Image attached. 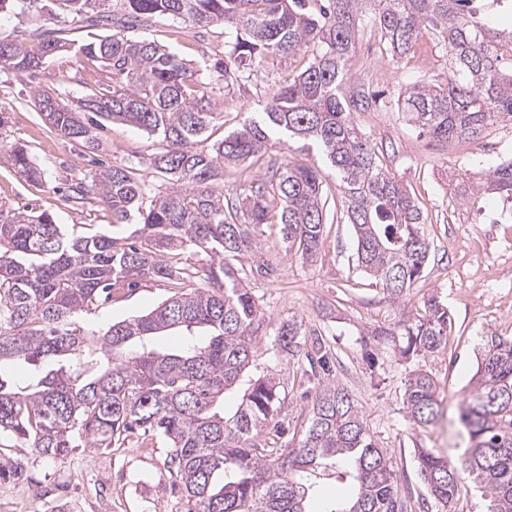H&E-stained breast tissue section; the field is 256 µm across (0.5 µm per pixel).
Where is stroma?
I'll list each match as a JSON object with an SVG mask.
<instances>
[{
	"instance_id": "35a3bbf8",
	"label": "stroma",
	"mask_w": 512,
	"mask_h": 512,
	"mask_svg": "<svg viewBox=\"0 0 512 512\" xmlns=\"http://www.w3.org/2000/svg\"><path fill=\"white\" fill-rule=\"evenodd\" d=\"M193 66L198 78L209 79L210 64L224 56V28L197 27L169 17L138 30ZM304 54L271 57L263 66L261 85L214 97L224 105V124L218 134L242 125L259 111L260 102L288 73L299 72ZM448 57L430 32H422L403 58L387 53L379 29L365 27L347 63L343 87L346 109L370 140L379 161L403 182L426 218L430 257L404 304L389 301L374 280L357 268L356 241L351 225H326L323 245L306 260L283 241L276 225H265L258 248L271 273L251 280L272 324L302 321L306 330L298 354L283 351L274 337H264L250 371L279 381L285 396L273 416L285 429L283 445L301 440L313 388L303 356L320 336L334 354L332 378L357 401L367 432L378 447L387 449L400 486H416L414 451L437 448L449 458L468 445L454 411L475 371L476 352L484 336H512V201L476 197L466 192L465 179H478L501 160L512 157V125L489 126L471 142L437 141L418 134L396 100L410 84L445 80ZM45 72L62 99L70 104L90 92L99 72L97 61L77 51L49 57ZM372 95L369 107L352 101L360 89ZM28 147L42 170L31 182L0 163V209H32L52 214L59 224H97L114 235H129L131 226H113L110 211L96 197L83 205L70 199L77 183L88 182L89 152L78 143L51 132L32 105L27 78L0 68V146ZM158 148L154 137L115 123L102 134L100 158L130 167L150 179L144 161ZM308 163L314 153L299 143L272 139L265 157L224 167V192L232 195L247 184L264 180L268 159ZM171 294L167 284L143 281L114 292L109 303L82 314L87 327H103L141 315ZM437 296L447 304L454 324L445 352L407 360L391 345L370 344L368 331L393 323L401 310H415L424 299ZM431 372L444 407L439 421L428 428L409 419L402 394L410 371ZM167 450L156 438H142L116 448L80 446L53 459L13 437H0V512H186L176 476L167 464Z\"/></svg>"
}]
</instances>
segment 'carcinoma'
I'll use <instances>...</instances> for the list:
<instances>
[{"mask_svg":"<svg viewBox=\"0 0 512 512\" xmlns=\"http://www.w3.org/2000/svg\"><path fill=\"white\" fill-rule=\"evenodd\" d=\"M0 0V14L24 4L32 23L0 39V65L34 82L46 58L70 48L64 30L43 27L45 16L86 22L107 34L80 52L104 74L75 105L38 87L35 108L58 136L96 151L108 122L130 124L158 139L150 182L122 164L100 162L89 191L112 210V225H134L115 237L92 224L67 228L44 211H18L0 223V434L58 458L74 438L94 448L122 445L138 431L168 448L167 462L182 486L187 512H308L314 485L350 479L355 496L323 512H411L387 450L367 433L353 396L338 383L320 382L298 446L278 443L281 426L267 429L281 402L280 385L253 377L248 367L264 336L300 352L303 324L271 328L249 288L267 275L257 233L277 224L289 247L309 259L327 224L324 169L335 174L346 222L356 237L357 268L403 302L430 253L425 220L407 186L384 170L375 149L346 111L341 90L347 62L364 26L378 27L394 57L405 55L422 30L432 31L448 55L443 82H416L397 99L420 133L438 140L479 139L490 125H512V27L490 16L512 15V0ZM170 16L199 27L228 30L215 81L231 90L261 78L268 56L307 53L306 67L283 80L263 111L241 128L211 141L224 112L214 87L162 46L132 32ZM274 136L316 148L325 167L282 163L259 186L224 196V164L266 151ZM207 147H201V144ZM20 175L40 177L22 146L0 150ZM481 195L512 200V158L489 169ZM208 257L191 265L186 251ZM142 280L163 282L173 294L147 313L98 330L77 331L76 318L112 297V288ZM209 332L203 341L190 335ZM189 332L182 348L153 347L160 334ZM452 317L433 297L402 313L373 335L399 356H434L448 345ZM56 362L26 385L20 366ZM477 370L459 405L470 445L452 460L427 448L416 453L417 476L440 512H449L469 484L486 501L484 512H512V336L485 337ZM311 372L326 370L329 350L316 342ZM241 391L235 410L225 393ZM403 404L415 425L443 412L432 374L412 371Z\"/></svg>","mask_w":512,"mask_h":512,"instance_id":"cac0c4a2","label":"carcinoma"}]
</instances>
